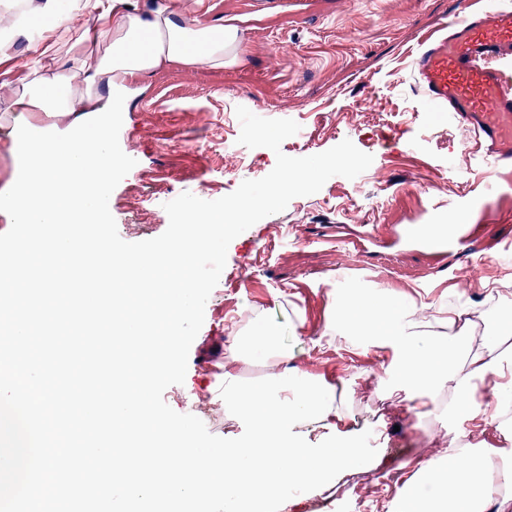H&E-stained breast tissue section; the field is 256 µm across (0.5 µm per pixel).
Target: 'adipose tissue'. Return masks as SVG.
Listing matches in <instances>:
<instances>
[{
  "instance_id": "adipose-tissue-1",
  "label": "adipose tissue",
  "mask_w": 512,
  "mask_h": 512,
  "mask_svg": "<svg viewBox=\"0 0 512 512\" xmlns=\"http://www.w3.org/2000/svg\"><path fill=\"white\" fill-rule=\"evenodd\" d=\"M84 2L93 25L81 27L72 17H54L23 77L0 70V112L88 113L100 83H131L166 61L221 67L234 60L236 27H206L189 17L177 18L172 0H154L146 19L118 10L115 0ZM59 54L66 56V68L45 74L42 58ZM462 316V311L432 304L401 315L342 293L336 297V316L327 337L332 342L362 340L391 351L380 369L398 373L406 399L420 409L437 406L446 385H454L467 400L486 379H493L497 404L474 405L472 414L511 433L512 418L501 401L512 393V339L502 335L474 343L455 329ZM439 326L449 328V336L437 335ZM259 350L274 362L288 360L287 348L268 328L240 337L226 356L242 361ZM397 512H512V448L497 449L491 457L467 442L465 435H457L443 457L415 470L408 493L398 497Z\"/></svg>"
}]
</instances>
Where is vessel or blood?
I'll list each match as a JSON object with an SVG mask.
<instances>
[{
	"label": "vessel or blood",
	"instance_id": "1",
	"mask_svg": "<svg viewBox=\"0 0 512 512\" xmlns=\"http://www.w3.org/2000/svg\"><path fill=\"white\" fill-rule=\"evenodd\" d=\"M440 38L421 42L414 73L425 96L481 140L493 165L512 162V6L461 0Z\"/></svg>",
	"mask_w": 512,
	"mask_h": 512
}]
</instances>
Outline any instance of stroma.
Returning <instances> with one entry per match:
<instances>
[{"label": "stroma", "instance_id": "stroma-1", "mask_svg": "<svg viewBox=\"0 0 512 512\" xmlns=\"http://www.w3.org/2000/svg\"><path fill=\"white\" fill-rule=\"evenodd\" d=\"M289 0H176L177 9L203 26L233 24L242 38L233 64L189 69L172 62L128 85L120 146L136 164L109 199L120 237L139 242L160 236L163 208L181 193H198L209 181L222 198L246 180L268 175L277 153L318 154L351 140L373 157L372 169L353 179L331 177L315 194L297 197L236 237L205 307V320L188 357L183 384L168 387L165 402L189 414L204 400L222 414L225 375L263 379L277 367L262 355L226 360V350L251 323L274 329L287 348L289 367L324 383L336 395L337 413L294 431L316 444L328 436L363 430L378 416L377 456L327 487L301 497L295 512H394L395 498L415 468L447 448L458 433L480 448H507L512 437L482 420L449 416L436 408L419 415L393 389L398 376L382 377L381 354L362 344H330L323 337L336 289H357L366 299L386 294L404 311L424 304L484 309L486 330L504 332L512 311V176L482 159L479 141L461 147L456 122L436 111L414 78L419 37L458 14L457 0H310L296 13ZM370 113L351 121L354 106ZM267 119L296 121L299 132L280 152L265 147L225 154L241 125L236 107ZM209 115L208 126L197 121ZM465 166L449 170L448 159ZM503 189L483 204L465 195L488 181ZM162 187L148 195L149 185ZM466 207L476 237L460 250L434 258L426 247L431 224L447 223ZM369 224L380 239L362 238ZM499 297L488 303V288Z\"/></svg>", "mask_w": 512, "mask_h": 512}]
</instances>
